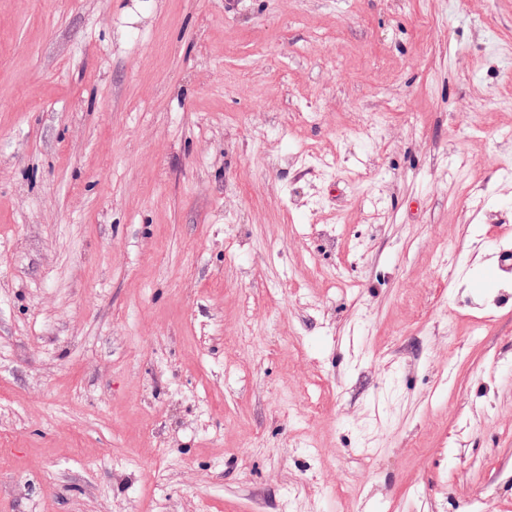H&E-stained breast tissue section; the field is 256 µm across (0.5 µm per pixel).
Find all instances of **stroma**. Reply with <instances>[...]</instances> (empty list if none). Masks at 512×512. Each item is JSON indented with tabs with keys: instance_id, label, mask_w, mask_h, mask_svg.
Listing matches in <instances>:
<instances>
[{
	"instance_id": "stroma-1",
	"label": "stroma",
	"mask_w": 512,
	"mask_h": 512,
	"mask_svg": "<svg viewBox=\"0 0 512 512\" xmlns=\"http://www.w3.org/2000/svg\"><path fill=\"white\" fill-rule=\"evenodd\" d=\"M490 40L512 0H0V512H512Z\"/></svg>"
}]
</instances>
